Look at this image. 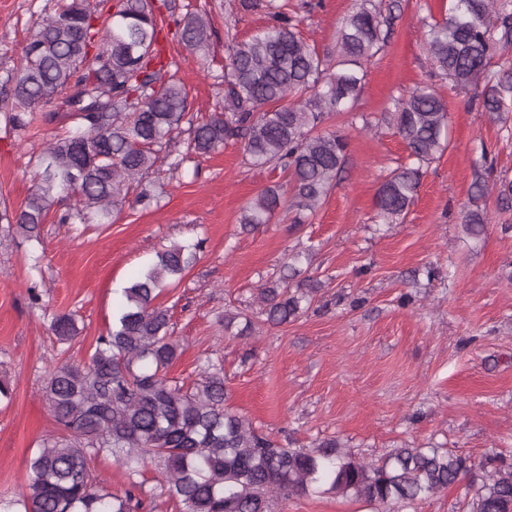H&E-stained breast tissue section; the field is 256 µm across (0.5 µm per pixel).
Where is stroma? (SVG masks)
<instances>
[{"mask_svg":"<svg viewBox=\"0 0 512 512\" xmlns=\"http://www.w3.org/2000/svg\"><path fill=\"white\" fill-rule=\"evenodd\" d=\"M207 13L209 58L167 38L163 52L180 66L191 112L222 103L225 48L267 25L240 13L237 0H176ZM395 17L387 48L368 66L352 113L325 128L347 135L344 170L324 204L303 223L280 208L251 232L239 220L280 171L253 166L238 145L154 174L159 204L126 203L113 223L62 224L69 198L52 207L41 242L11 236L0 221V376L13 385L0 401V498H17L27 461L55 426L43 397L58 359L88 360L115 320L121 290L170 243L201 242L198 261L159 298L172 315L181 354L171 377L193 383L206 356L224 363L228 405L279 441L311 447L336 438L353 456L375 460L404 445L438 446L475 465L512 463V112L494 116L471 104L431 68L418 23L445 0H383ZM61 0H0V79ZM354 0H324L301 29L318 52L333 49ZM435 84L448 106L450 146L430 164L403 222L377 224L374 202L384 178L408 152L388 128L352 127L394 97ZM52 127H11L0 114V203L15 209L34 189V167ZM489 190L477 196L475 164ZM487 213L472 238L463 208ZM303 276L323 283L295 321L266 323L257 290L275 280L293 254ZM74 314L79 336L60 344L53 316ZM249 318L252 333L234 336L225 315ZM271 512H380L349 496L274 497Z\"/></svg>","mask_w":512,"mask_h":512,"instance_id":"stroma-1","label":"stroma"}]
</instances>
